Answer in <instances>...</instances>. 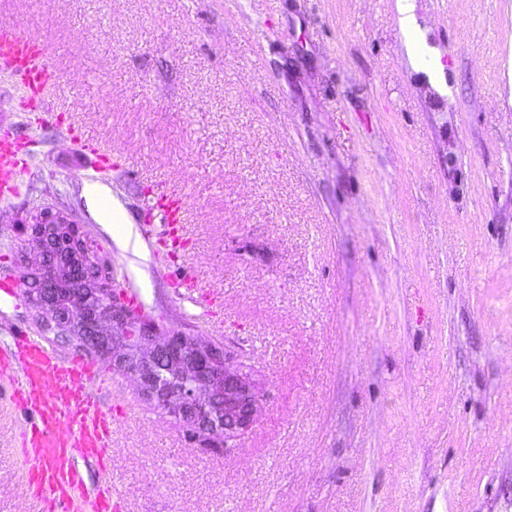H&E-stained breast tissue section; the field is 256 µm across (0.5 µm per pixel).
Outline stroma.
Returning a JSON list of instances; mask_svg holds the SVG:
<instances>
[{"label": "stroma", "instance_id": "1", "mask_svg": "<svg viewBox=\"0 0 512 512\" xmlns=\"http://www.w3.org/2000/svg\"><path fill=\"white\" fill-rule=\"evenodd\" d=\"M0 22L47 40L71 121L128 158L95 173L0 73V134L32 140L0 277L59 204L161 327L261 383L224 453L99 361L123 512H512V0H0ZM154 183L187 197L173 260ZM191 269L224 292L210 318L175 293ZM24 423L0 381V512H42Z\"/></svg>", "mask_w": 512, "mask_h": 512}]
</instances>
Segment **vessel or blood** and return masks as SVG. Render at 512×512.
<instances>
[{"label":"vessel or blood","instance_id":"obj_1","mask_svg":"<svg viewBox=\"0 0 512 512\" xmlns=\"http://www.w3.org/2000/svg\"><path fill=\"white\" fill-rule=\"evenodd\" d=\"M0 65L18 77L30 109L45 108L49 98L64 94L63 78L52 63L44 39L17 27H0ZM71 141L93 158L101 172L119 167L123 152L101 145L87 130L68 123L64 112L54 115ZM23 136L0 135V199L16 194L28 165ZM147 217H160L165 243L172 251H186V198L178 189L147 193ZM181 299L191 301L202 315H211L223 298L201 288L197 275L185 273L176 283ZM13 384L12 399L28 419L20 431V446L30 480L47 512H73L74 491L83 489L79 459L99 460L109 467L112 452V413L94 395L100 385L94 363L82 356L62 358L40 337L23 332L0 341V377ZM98 512H120L122 498L112 478L93 486Z\"/></svg>","mask_w":512,"mask_h":512}]
</instances>
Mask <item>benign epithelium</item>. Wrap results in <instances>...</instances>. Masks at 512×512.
Segmentation results:
<instances>
[{"instance_id":"1","label":"benign epithelium","mask_w":512,"mask_h":512,"mask_svg":"<svg viewBox=\"0 0 512 512\" xmlns=\"http://www.w3.org/2000/svg\"><path fill=\"white\" fill-rule=\"evenodd\" d=\"M17 251L28 305L39 330L74 353L112 360V370L136 380L139 399L179 424L187 438L212 448H232L256 422L260 382L219 343L161 332L149 315L134 316L116 294L99 288L98 309L64 283H106L109 264L92 255L93 242L72 213L54 204L31 210Z\"/></svg>"}]
</instances>
